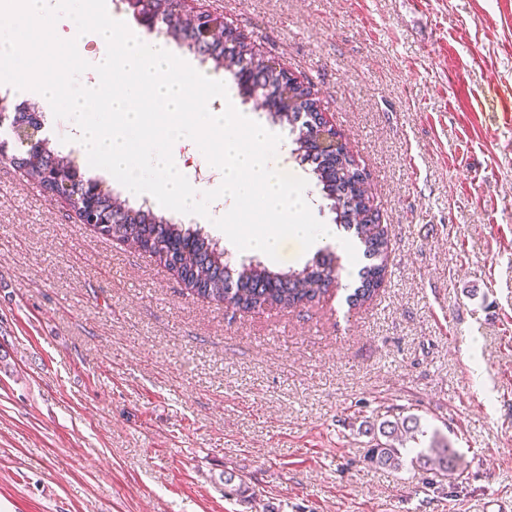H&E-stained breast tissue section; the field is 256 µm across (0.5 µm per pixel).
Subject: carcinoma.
<instances>
[{"mask_svg":"<svg viewBox=\"0 0 512 512\" xmlns=\"http://www.w3.org/2000/svg\"><path fill=\"white\" fill-rule=\"evenodd\" d=\"M152 8L172 40L185 46L195 40L193 28L175 0H153ZM194 55L200 64L216 73L227 70L238 81L252 77L253 91L272 101L267 120L289 127L295 145L291 154L301 163L311 165L316 187L323 198L331 201L336 224L354 231L362 255L369 260L359 272L360 285L347 295V302L359 306L372 299L385 280L389 239L378 222L365 178L354 159L320 154L309 145V109L313 106V101L308 99L310 87L298 85L294 88L293 106L286 110L278 107L276 91L287 80L285 72L269 66L249 68L250 56L233 33L228 35L225 47L197 46ZM0 160L9 162L22 176L45 187L53 184L62 164L74 165L73 160L59 155L50 145L36 161L7 152L0 153ZM111 197V191L105 190L95 213L97 223L102 226L101 234L138 242L140 250L173 271V276L190 295L215 301L227 310L294 309L339 284L343 265L331 250L320 251L300 269L274 270L255 257L244 258L236 265L201 225L174 223L157 215L151 207L128 205L115 212ZM360 213L366 218L364 224L355 223ZM364 433L371 437L368 461L377 468L398 470L404 466L406 454L412 452L415 456L410 463L441 479L460 466L459 453L437 432L431 436L429 447L416 450L408 447V443L416 444L419 437L425 436L420 419L413 414H395L391 419L372 422Z\"/></svg>","mask_w":512,"mask_h":512,"instance_id":"cac0c4a2","label":"carcinoma"}]
</instances>
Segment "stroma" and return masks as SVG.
Returning a JSON list of instances; mask_svg holds the SVG:
<instances>
[{
    "mask_svg": "<svg viewBox=\"0 0 512 512\" xmlns=\"http://www.w3.org/2000/svg\"><path fill=\"white\" fill-rule=\"evenodd\" d=\"M199 6L313 87L370 175L385 283L228 311L0 161V512H512V0ZM387 412L461 467H372Z\"/></svg>",
    "mask_w": 512,
    "mask_h": 512,
    "instance_id": "obj_1",
    "label": "stroma"
}]
</instances>
